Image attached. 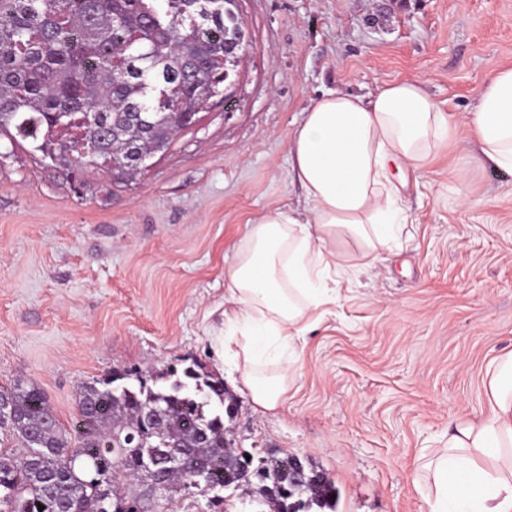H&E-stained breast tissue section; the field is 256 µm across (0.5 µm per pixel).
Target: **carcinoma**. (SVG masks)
Listing matches in <instances>:
<instances>
[{
    "label": "carcinoma",
    "mask_w": 512,
    "mask_h": 512,
    "mask_svg": "<svg viewBox=\"0 0 512 512\" xmlns=\"http://www.w3.org/2000/svg\"><path fill=\"white\" fill-rule=\"evenodd\" d=\"M231 0H0V125L11 126L64 166L112 168V159L147 157L162 138L171 146L204 95L226 82L244 51ZM114 369L83 382L71 430L33 384L0 388L10 409L0 416L24 448H0V512H144L139 499L112 485L116 470L169 494L208 476L209 504L249 469L224 426V380L196 362L169 387L121 384ZM184 465L171 469L167 456ZM255 471L283 492L256 491L274 512H335L336 489L313 468L288 484V456L261 459ZM44 509H38V506Z\"/></svg>",
    "instance_id": "cac0c4a2"
}]
</instances>
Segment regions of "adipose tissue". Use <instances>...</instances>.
Instances as JSON below:
<instances>
[{"label":"adipose tissue","instance_id":"adipose-tissue-1","mask_svg":"<svg viewBox=\"0 0 512 512\" xmlns=\"http://www.w3.org/2000/svg\"><path fill=\"white\" fill-rule=\"evenodd\" d=\"M465 130L481 164L512 173V66L492 70L464 113L437 104L418 79L369 95L322 92L289 142L303 211L275 208L247 224L224 274V362L259 409L283 405L288 369L324 271L348 266L344 245L389 249L408 175ZM487 407L457 423L424 469L426 512H512V353L487 371Z\"/></svg>","mask_w":512,"mask_h":512}]
</instances>
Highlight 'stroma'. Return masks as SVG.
Instances as JSON below:
<instances>
[{
    "label": "stroma",
    "instance_id": "35a3bbf8",
    "mask_svg": "<svg viewBox=\"0 0 512 512\" xmlns=\"http://www.w3.org/2000/svg\"><path fill=\"white\" fill-rule=\"evenodd\" d=\"M250 46L227 91L133 179L40 161L0 135V385L71 426L81 382L120 368L223 374L224 271L248 222L300 208L292 130L325 90L421 78L457 112L512 64V0H239ZM458 132L410 176L396 247L353 256L312 313L275 411L235 394L238 451L325 473L336 512H422L420 458L486 408L512 352V173Z\"/></svg>",
    "mask_w": 512,
    "mask_h": 512
}]
</instances>
